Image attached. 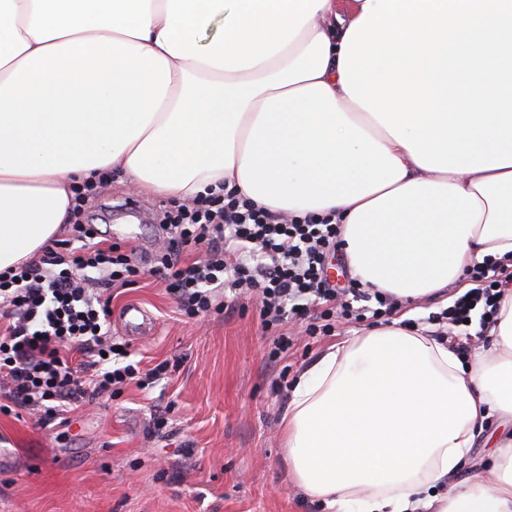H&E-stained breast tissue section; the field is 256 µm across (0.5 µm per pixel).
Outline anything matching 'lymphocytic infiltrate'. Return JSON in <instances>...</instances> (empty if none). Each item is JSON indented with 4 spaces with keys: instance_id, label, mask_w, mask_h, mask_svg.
<instances>
[{
    "instance_id": "f902f5d3",
    "label": "lymphocytic infiltrate",
    "mask_w": 512,
    "mask_h": 512,
    "mask_svg": "<svg viewBox=\"0 0 512 512\" xmlns=\"http://www.w3.org/2000/svg\"><path fill=\"white\" fill-rule=\"evenodd\" d=\"M164 235L155 270L181 311L195 316L212 309L218 291L258 294L265 330L273 332L270 358L294 342L284 326L305 321L308 335L328 333L333 322L381 319L396 313L394 296L361 287L356 278L333 284L329 255L342 246L339 225L315 214L285 218L234 192L196 199L165 210ZM80 247L63 240L39 260L0 273V388L21 407L54 418L67 404L82 403L134 383L146 387L167 371L158 364L141 371L107 326L112 287L135 284L141 274L120 243L91 245L94 233L73 223ZM239 252L226 257L228 245ZM204 258L186 263L190 248ZM470 288L437 314L448 328L463 326L480 311L482 328L495 322L512 271L497 261L474 266Z\"/></svg>"
}]
</instances>
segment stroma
<instances>
[{"mask_svg":"<svg viewBox=\"0 0 512 512\" xmlns=\"http://www.w3.org/2000/svg\"><path fill=\"white\" fill-rule=\"evenodd\" d=\"M129 199L157 212L166 204L116 175L84 219L96 240L138 252L153 246L158 225L119 214ZM140 266L137 285L111 290L112 331H121L124 306L141 305L156 333L130 341V358L145 370L168 362L167 375L154 387L127 385L48 424L0 395V438L14 450L11 467L0 469V512H329L288 472L281 419L290 392L275 383L295 382L362 324H340L314 338L293 325L298 343L273 366L266 360L273 338L256 298L190 319L153 275V260ZM159 412L167 419L160 430L153 426Z\"/></svg>","mask_w":512,"mask_h":512,"instance_id":"obj_1","label":"stroma"}]
</instances>
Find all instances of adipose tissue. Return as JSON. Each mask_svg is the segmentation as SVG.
<instances>
[{
  "instance_id": "adipose-tissue-1",
  "label": "adipose tissue",
  "mask_w": 512,
  "mask_h": 512,
  "mask_svg": "<svg viewBox=\"0 0 512 512\" xmlns=\"http://www.w3.org/2000/svg\"><path fill=\"white\" fill-rule=\"evenodd\" d=\"M366 0H0V273L114 170L180 201L229 188L341 226L364 287L442 297L512 254V167L431 171L341 85ZM463 362L427 329L364 330L296 382L293 481L330 512H512V437L442 492L492 421L512 425V287Z\"/></svg>"
}]
</instances>
